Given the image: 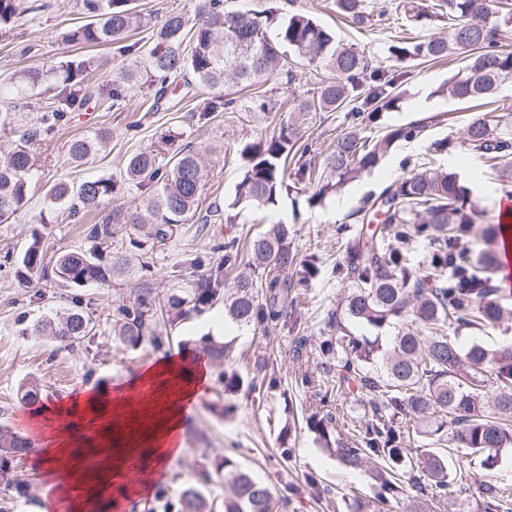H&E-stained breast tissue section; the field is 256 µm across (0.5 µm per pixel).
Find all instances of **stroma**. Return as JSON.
Masks as SVG:
<instances>
[{
    "label": "stroma",
    "instance_id": "stroma-1",
    "mask_svg": "<svg viewBox=\"0 0 512 512\" xmlns=\"http://www.w3.org/2000/svg\"><path fill=\"white\" fill-rule=\"evenodd\" d=\"M47 8L33 20L22 19L8 37H0V78L29 66L56 62L62 53L77 55L60 40L61 32L85 22L78 0H45ZM294 11L308 15L336 33L337 41L355 45L376 65L391 68L387 47L391 37L403 28L395 19L358 29L339 20L329 0H296ZM31 46L27 56L16 55L15 45ZM460 65L448 58L438 63L410 67L401 88L397 108L383 113L379 123L360 126L359 132L373 137L384 129L423 118H434L425 137L414 143L395 145L373 171L362 174L316 208H309L305 197L283 199L275 207L258 211L233 206L235 185L241 174L239 151L244 144L271 135L275 124L258 112H215L200 119L199 110L214 97L213 91L195 90L187 94L184 79L178 78L168 89L170 108L144 111L142 96L130 94L120 109L102 110L95 104L70 113L67 123L53 137L35 147L39 180L34 183L27 205L9 223L0 224V256L19 255L33 236H40L48 252L83 244V227L56 222L45 200L50 181L64 178L74 183L85 179L119 176L128 155L154 146L166 133H174L176 147L186 145L219 151V162L212 168L204 203L220 209L222 222L206 225L203 234L187 230L157 260L156 288L160 299L175 291L171 275L174 263L190 254L204 252L210 239L242 237L265 229L270 223L287 224L293 245L300 256L315 255L320 274L298 301L301 317L296 326H277L256 331L238 329L225 323L224 307L217 304L190 321L172 320L157 332L164 339L162 349L145 344L132 349L120 344L112 334V304L133 297L136 281L124 278L117 285L59 288L38 276L21 280L13 269L0 270V424L28 415L31 404L22 403L20 391L35 387L39 399L59 400L86 385L113 387L127 370L148 364L159 351H195L201 338L234 341L232 369L252 372L255 363L275 357L276 388L253 391L248 387L225 395L217 380L219 366H211V381L190 417L184 439L187 453L175 461L168 473L157 479L145 501L137 502L136 512H163L164 499L175 498L187 484L199 483L200 470H208L205 483L208 498L224 497V463L253 470L285 497V512H348L351 497H358L363 512H377V502L367 473L342 467L326 451L305 417L315 405L313 393L296 388L295 380L304 371L323 376L324 370L309 353L297 349L300 337L318 344L328 332L324 317L333 308L344 286L331 275V269L345 256V244L336 238L340 224H356L354 215L362 197L379 192L393 180L405 176V158L429 153L431 144L448 137L462 140L469 109L449 99L445 86ZM350 121L345 111L310 114L304 128L305 140L316 142L321 150L334 147L339 136L348 132ZM106 131L105 149L83 165L72 164L66 145L75 135L90 136ZM437 167L455 172L467 188L469 200L479 213L470 241L482 245L487 228L496 224L500 198L512 194V185L486 173L480 157L466 150L436 156ZM81 299L93 318L97 336L59 348L47 336L32 333L38 320L70 308L72 299Z\"/></svg>",
    "mask_w": 512,
    "mask_h": 512
}]
</instances>
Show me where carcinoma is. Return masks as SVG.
I'll list each match as a JSON object with an SVG mask.
<instances>
[{"mask_svg":"<svg viewBox=\"0 0 512 512\" xmlns=\"http://www.w3.org/2000/svg\"><path fill=\"white\" fill-rule=\"evenodd\" d=\"M331 8L358 28L373 26L387 6L367 0H330ZM87 22L62 34L65 45L117 46L131 54L137 43L128 36L149 25L131 7V0H81ZM44 4L30 0H0V35L15 23L37 15ZM448 17V32L426 38H395L387 48L396 68L376 66L362 52L336 40V34L303 14L283 16L271 7L263 12L233 10L224 0H198L196 15L189 18L168 11L152 25L145 66L126 68L112 83L93 87L86 82L94 64L91 58L71 57L49 66L22 68L11 77L12 93L26 98L35 87L50 83L55 101L38 107L35 126L22 131L9 153L0 159V223L9 222L28 202L35 172L34 145L55 134L67 122V113L96 99L106 109L121 104L127 94L146 87V111L154 112L168 92L170 80L192 76L209 90L233 84L242 89L258 86L277 76L292 86L296 65L281 47L286 45L302 65L325 70L313 95L298 103L291 100L288 119L279 131L244 145L240 150L243 171L235 186L233 205L264 209L312 188L309 207L322 204L364 171L376 168L398 142L421 138L426 124L410 123L386 129L375 141L354 130L339 137L336 145L316 165L317 145L297 136L300 121L309 112L347 109L352 127L366 119L380 120L383 112L401 99V69L459 56L462 66L448 79V97L475 107L494 102L502 85L512 82V51L501 49L503 33L512 26V10L501 0H434L417 10L421 22ZM255 112H281L284 102L275 94L251 99ZM240 111V99L226 92L210 102L199 119L211 112ZM484 113L471 119L461 142L446 138L433 143L436 152L453 153L462 147L480 156L487 172L503 182L512 181V113ZM172 134L157 145L129 155L121 182L156 193L143 200V211L127 212L114 204L118 181L98 177L78 185L59 179L46 191L54 212L72 221H83L106 208L104 219L84 225L86 245L47 258L36 236L15 258L16 273L51 276L63 287L107 285L119 277L135 276L133 299L112 308V330L123 345L137 348L148 342L163 345L157 328L165 318L186 320L220 301L231 322L240 329L288 324L297 300L317 276L318 258H299L286 224H269L245 239L230 237L210 247L214 260L202 255L175 265L180 293L163 302L154 288V255L186 231L196 215L210 224L219 210H201L206 185L204 155L192 146L169 154ZM107 132L75 136L67 153L81 163L98 153ZM408 175L394 180L380 192L362 199L354 215L365 221L382 217L370 232L350 235V225L336 226V236L347 240L345 256L334 276L348 284L346 295L327 312L325 323L332 335L314 347L315 355L332 377L318 392L320 408L306 418L324 447L334 449L345 467L368 470L379 504L388 506L408 484L421 495L451 501L460 512H512V482L501 468L512 456V343L489 347L480 341L459 342L463 332H484L512 320V305L498 298L494 274L500 258L493 244L502 229L492 231L485 248L469 247L477 211L468 202L467 190L455 173L423 167L408 158ZM129 224L125 249L114 247L117 225ZM429 244L424 265L414 262V244ZM137 256L130 266L127 252ZM209 266L206 273L199 268ZM233 276L231 288L227 277ZM355 325L377 332L391 326L396 334L357 335ZM95 324L82 306L55 319L33 325L65 349L89 336ZM231 346L204 338L200 350L216 361L230 358ZM224 391L246 384L251 389L276 385V378L257 373L243 377L236 371L221 373ZM355 394L367 399L364 415L347 423L348 414H334L333 395ZM415 416L418 428H407L403 418ZM32 447L30 439L0 425V483L4 497L26 493L8 478L14 458ZM230 481L224 491V512H281L283 498L252 471L224 459ZM164 512H212L203 489L183 487L176 499L164 503Z\"/></svg>","mask_w":512,"mask_h":512,"instance_id":"carcinoma-1","label":"carcinoma"}]
</instances>
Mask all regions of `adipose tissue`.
I'll return each instance as SVG.
<instances>
[{"mask_svg":"<svg viewBox=\"0 0 512 512\" xmlns=\"http://www.w3.org/2000/svg\"><path fill=\"white\" fill-rule=\"evenodd\" d=\"M207 383L206 366L190 367L183 358L167 355L114 388L86 386L41 405L34 417L55 425L34 458L45 492L63 496L67 512H113L121 495L149 496V484L123 487L126 458L137 457L151 476L167 471L186 451L189 407ZM60 464L68 474L63 486L52 479Z\"/></svg>","mask_w":512,"mask_h":512,"instance_id":"1","label":"adipose tissue"}]
</instances>
